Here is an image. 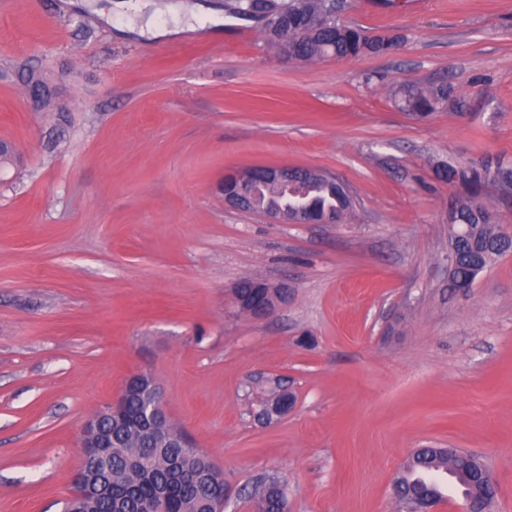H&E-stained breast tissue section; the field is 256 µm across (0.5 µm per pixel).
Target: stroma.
<instances>
[{"label":"stroma","mask_w":512,"mask_h":512,"mask_svg":"<svg viewBox=\"0 0 512 512\" xmlns=\"http://www.w3.org/2000/svg\"><path fill=\"white\" fill-rule=\"evenodd\" d=\"M115 2L0 0V140L23 157L0 176V512H63L83 422L136 373L223 471L224 512H249L267 476L288 512H400L392 483L418 448L480 456L492 512H512V251L452 287L460 189L432 171L512 158V0H346L340 21L399 48L312 63L280 56L261 22H197L230 0ZM176 11L193 27L139 35ZM27 61L74 125L30 111ZM443 83L457 105L399 109L402 85ZM257 166L335 176L346 223L225 205V175ZM244 279L288 298L238 313ZM259 374L296 398L269 424Z\"/></svg>","instance_id":"1"}]
</instances>
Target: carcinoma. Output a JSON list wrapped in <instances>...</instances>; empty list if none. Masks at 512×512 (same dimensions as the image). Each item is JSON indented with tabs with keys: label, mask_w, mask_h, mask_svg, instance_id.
<instances>
[{
	"label": "carcinoma",
	"mask_w": 512,
	"mask_h": 512,
	"mask_svg": "<svg viewBox=\"0 0 512 512\" xmlns=\"http://www.w3.org/2000/svg\"><path fill=\"white\" fill-rule=\"evenodd\" d=\"M341 0H232L229 10L245 19L265 23L277 18L288 7V24L298 34L291 43L302 61L351 58L364 54L389 53L388 44L368 36L357 27L341 25L336 18ZM452 87L423 89L408 85L401 91V108L425 118L448 105ZM435 177L459 186L465 197L448 211V266L452 283L468 288L477 275L496 257L512 248V236L502 225L481 216L477 198L489 186L512 191V160L500 155H485L467 161L442 162ZM311 212L319 220L341 224L351 207L350 197L337 180L314 173L307 182ZM145 393L136 384L127 388L120 417L112 422V441L124 447L125 454L112 458L106 474L109 494L87 500L90 512H217L212 485L224 482L222 472L209 456L194 448H160L151 440V425L141 417ZM147 460L137 469L128 457ZM472 458L453 449L422 448L414 452L400 481L401 503L416 504L419 487L432 473L448 472L450 481L461 494H471ZM270 477L248 496L254 512H284L277 487Z\"/></svg>",
	"instance_id": "1"
}]
</instances>
